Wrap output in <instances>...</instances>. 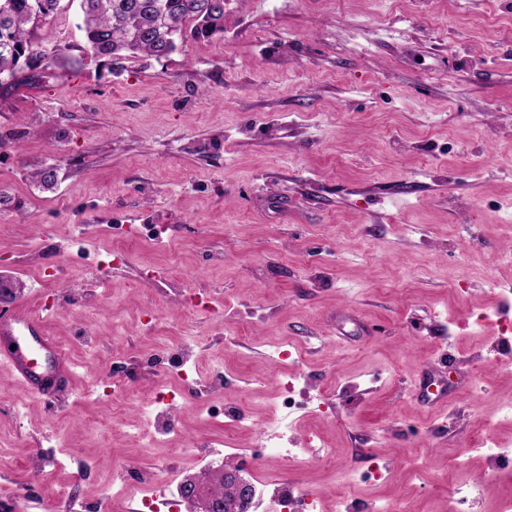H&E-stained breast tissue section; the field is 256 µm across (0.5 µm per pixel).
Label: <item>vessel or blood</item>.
<instances>
[{"instance_id":"vessel-or-blood-1","label":"vessel or blood","mask_w":512,"mask_h":512,"mask_svg":"<svg viewBox=\"0 0 512 512\" xmlns=\"http://www.w3.org/2000/svg\"><path fill=\"white\" fill-rule=\"evenodd\" d=\"M0 341L5 344L0 360L7 362L29 394L51 396L57 383L67 377L65 352L43 334L36 319L21 314L1 318Z\"/></svg>"}]
</instances>
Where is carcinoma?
Listing matches in <instances>:
<instances>
[{
    "instance_id": "cac0c4a2",
    "label": "carcinoma",
    "mask_w": 512,
    "mask_h": 512,
    "mask_svg": "<svg viewBox=\"0 0 512 512\" xmlns=\"http://www.w3.org/2000/svg\"><path fill=\"white\" fill-rule=\"evenodd\" d=\"M60 2L0 0L1 88L39 82L44 73H32L36 61L47 60L49 69L73 60L69 46L41 50L34 43ZM79 7L78 51L114 76L136 55L169 56L188 34L204 39L224 32V0H80Z\"/></svg>"
}]
</instances>
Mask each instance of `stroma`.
Instances as JSON below:
<instances>
[{
    "mask_svg": "<svg viewBox=\"0 0 512 512\" xmlns=\"http://www.w3.org/2000/svg\"><path fill=\"white\" fill-rule=\"evenodd\" d=\"M62 0L42 48L81 44ZM58 163L44 188L31 171ZM0 275L70 360L59 398L0 361V496L110 512L131 471L171 499L223 444L273 512L280 483L358 512H448L488 479L471 413L512 448V0H224V32L113 76L82 61L0 91ZM162 224L115 251L112 228ZM232 375L208 416L166 355ZM291 359H276L277 347ZM303 394L278 408L286 383ZM129 393L113 417L117 390ZM172 393L174 441L143 402ZM306 457H254L275 434ZM379 466L370 482L360 473Z\"/></svg>",
    "mask_w": 512,
    "mask_h": 512,
    "instance_id": "stroma-1",
    "label": "stroma"
}]
</instances>
